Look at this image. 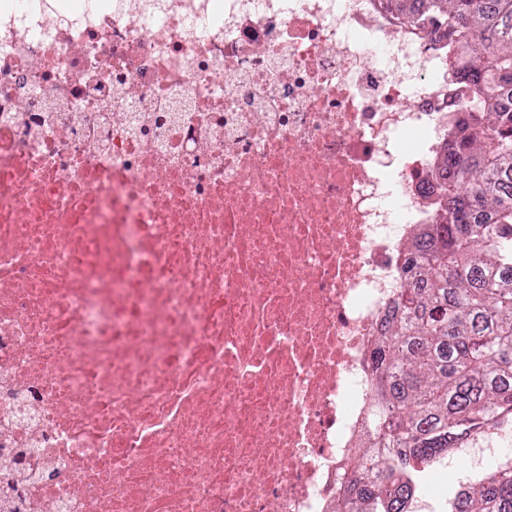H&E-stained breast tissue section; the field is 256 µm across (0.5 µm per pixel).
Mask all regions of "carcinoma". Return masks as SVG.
<instances>
[{
	"instance_id": "carcinoma-1",
	"label": "carcinoma",
	"mask_w": 512,
	"mask_h": 512,
	"mask_svg": "<svg viewBox=\"0 0 512 512\" xmlns=\"http://www.w3.org/2000/svg\"><path fill=\"white\" fill-rule=\"evenodd\" d=\"M388 0L410 26L474 45L464 77L486 136L448 130L446 215L405 259L399 315L371 353L376 432L336 512H406L424 472L480 429L512 421V0ZM458 512H512V464L492 466Z\"/></svg>"
}]
</instances>
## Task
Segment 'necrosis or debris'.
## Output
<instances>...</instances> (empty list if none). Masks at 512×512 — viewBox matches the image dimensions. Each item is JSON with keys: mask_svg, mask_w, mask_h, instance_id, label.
<instances>
[{"mask_svg": "<svg viewBox=\"0 0 512 512\" xmlns=\"http://www.w3.org/2000/svg\"><path fill=\"white\" fill-rule=\"evenodd\" d=\"M60 2L0 0V512H335L466 57L380 0Z\"/></svg>", "mask_w": 512, "mask_h": 512, "instance_id": "necrosis-or-debris-1", "label": "necrosis or debris"}]
</instances>
